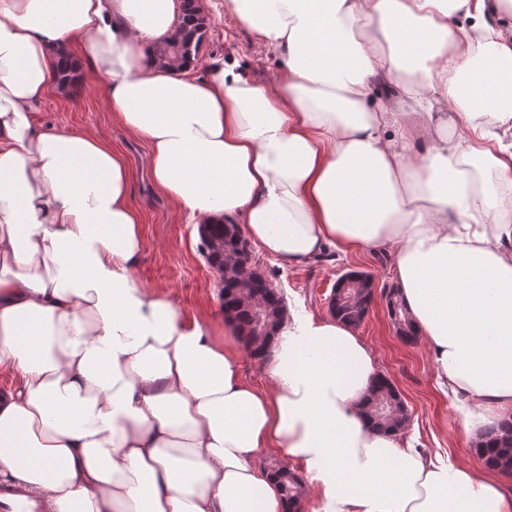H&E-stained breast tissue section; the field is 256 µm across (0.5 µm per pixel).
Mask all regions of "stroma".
<instances>
[{
  "instance_id": "35a3bbf8",
  "label": "stroma",
  "mask_w": 512,
  "mask_h": 512,
  "mask_svg": "<svg viewBox=\"0 0 512 512\" xmlns=\"http://www.w3.org/2000/svg\"><path fill=\"white\" fill-rule=\"evenodd\" d=\"M210 26L194 72L208 75L225 63H237L241 73L258 83L272 82L280 69L278 57L258 44L252 33L224 10V0H204ZM38 126L47 131L83 129L111 142L125 157L131 173L130 201L143 221L144 247L135 279L171 294L184 320L224 318L214 273L201 253L198 225L161 194L150 177L148 145L112 116L100 82L77 78L75 87L49 92L34 107ZM259 268L283 293L288 305L313 317L329 313L336 280L347 272H363L374 283V301L356 332L375 350L378 367L395 386L411 422L407 434L431 459L473 463L477 457L456 402L435 385L436 371L423 341L403 342L388 315L383 293L394 288V255L364 256L332 251L328 259L296 267L261 255Z\"/></svg>"
}]
</instances>
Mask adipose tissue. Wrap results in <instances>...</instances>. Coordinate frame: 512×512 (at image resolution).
Returning <instances> with one entry per match:
<instances>
[{
  "label": "adipose tissue",
  "mask_w": 512,
  "mask_h": 512,
  "mask_svg": "<svg viewBox=\"0 0 512 512\" xmlns=\"http://www.w3.org/2000/svg\"><path fill=\"white\" fill-rule=\"evenodd\" d=\"M224 8L281 57L274 86L162 66L179 0H0V474L58 512H286L267 452L303 466L304 512H512L492 471L370 426L376 356L335 319L289 318L248 382L213 323L134 279L124 157L33 116L69 57L194 223L239 217L288 266L394 252L476 433L512 413V0Z\"/></svg>",
  "instance_id": "adipose-tissue-1"
}]
</instances>
